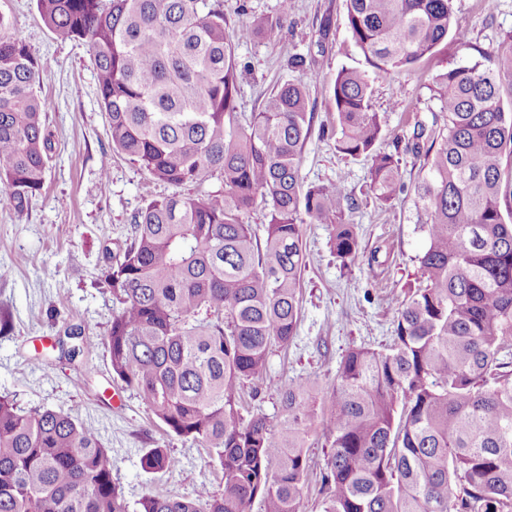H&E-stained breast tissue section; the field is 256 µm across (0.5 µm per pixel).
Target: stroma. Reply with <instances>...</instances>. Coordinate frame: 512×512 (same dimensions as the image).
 <instances>
[{
    "mask_svg": "<svg viewBox=\"0 0 512 512\" xmlns=\"http://www.w3.org/2000/svg\"><path fill=\"white\" fill-rule=\"evenodd\" d=\"M0 13L9 20L7 35L22 40L46 74L41 93L51 102L46 123L54 135L46 182L28 214L17 218L0 192V317L10 323L0 335V396L23 410L62 411L97 429L112 456V479L128 502L156 486L176 497L192 496L209 475L202 451L163 434L152 424L143 396L113 379L106 336L112 295L100 288L98 278L107 253L124 247L132 216L150 200L176 190L201 195L217 189L219 182L176 189L113 152L85 43L55 39L40 17L37 0H0ZM454 26L472 50L449 37L412 75L376 82L373 104L385 117L379 149L391 150L393 139L411 136L416 119L430 120L434 76L471 63L477 48L512 31V0H497L491 13L483 10L481 0H455ZM295 53L314 58L322 75L311 89L315 132L302 157L301 176L308 185L342 184L354 199L346 218L356 228L360 254L354 263L343 264L333 252L332 226L307 225L297 336L287 351L270 356L260 380L245 389L248 405L273 422L279 416L281 387L308 378L317 399H324L347 350L391 344L398 299L424 282L418 257L427 244L426 215L413 193L379 203L369 188L371 159L346 156L334 140L317 132L333 121L327 81L341 68L365 66L347 27L345 0H293L279 41L238 44L244 67L239 112H253L273 83L299 79V72L287 66ZM106 156L111 169L105 179L101 160ZM372 255L377 263H369ZM71 324L82 327L94 350L72 362L44 360ZM157 446L179 458L176 471L151 474L141 469V455ZM327 448L324 425L315 423L308 437L312 468L302 512H321L320 471Z\"/></svg>",
    "mask_w": 512,
    "mask_h": 512,
    "instance_id": "35a3bbf8",
    "label": "stroma"
}]
</instances>
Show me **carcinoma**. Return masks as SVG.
Segmentation results:
<instances>
[{"label":"carcinoma","mask_w":512,"mask_h":512,"mask_svg":"<svg viewBox=\"0 0 512 512\" xmlns=\"http://www.w3.org/2000/svg\"><path fill=\"white\" fill-rule=\"evenodd\" d=\"M348 27L368 70L343 67L329 84L339 152L372 157L370 187L388 203L405 184L399 161L376 145L383 118L372 78L410 72L453 28V0H346ZM55 38L84 40L112 151L177 192L133 217L100 287L116 309L107 329L113 377L138 391L166 432L202 448L223 487L190 498L161 488L129 505L112 481L98 431L63 412L20 410L0 398V512H301L308 434L326 422L321 512H512V31L468 66L434 79L439 111L418 121L404 150L419 161L413 186L428 245L426 285L397 306L393 344L349 349L316 407L307 379L280 390L277 423L244 415L246 382L297 336L306 224H331L336 257L359 254L346 222L351 197L335 183L304 184L312 129L313 60L278 83L257 111L237 112L236 44L279 39L292 11L229 29L207 0H38ZM43 70L27 45L0 36V184L18 218L43 189L54 143ZM261 203L265 238L242 220ZM64 348L73 360L92 343ZM149 473L180 461L162 447Z\"/></svg>","instance_id":"carcinoma-1"}]
</instances>
